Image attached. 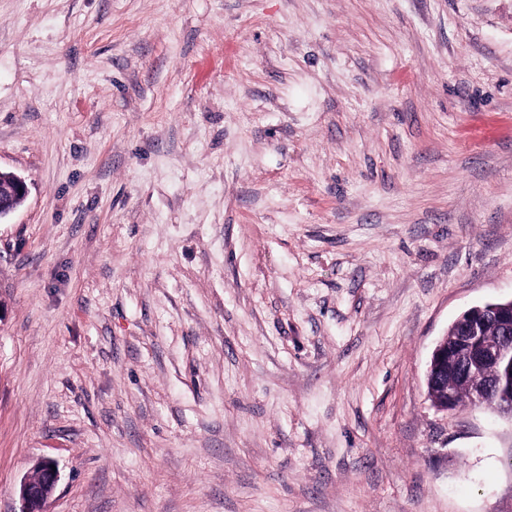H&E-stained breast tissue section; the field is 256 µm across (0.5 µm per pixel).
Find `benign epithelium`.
Listing matches in <instances>:
<instances>
[{"label": "benign epithelium", "instance_id": "1", "mask_svg": "<svg viewBox=\"0 0 512 512\" xmlns=\"http://www.w3.org/2000/svg\"><path fill=\"white\" fill-rule=\"evenodd\" d=\"M29 190L26 182L13 175L8 184L0 183V218L13 213L18 203L26 200ZM512 332V300L494 306H475L472 313L459 322L461 351L458 361L466 373H477L487 362L508 359L512 362V345L508 342ZM501 389V380L488 378L471 388V399L475 404ZM52 462L42 461L35 465L30 476L18 488L21 502L19 512H46L44 506L58 482V471L51 468Z\"/></svg>", "mask_w": 512, "mask_h": 512}]
</instances>
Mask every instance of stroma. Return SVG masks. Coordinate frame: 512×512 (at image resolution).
Masks as SVG:
<instances>
[{
    "label": "stroma",
    "mask_w": 512,
    "mask_h": 512,
    "mask_svg": "<svg viewBox=\"0 0 512 512\" xmlns=\"http://www.w3.org/2000/svg\"><path fill=\"white\" fill-rule=\"evenodd\" d=\"M0 169V512H512V0H0ZM8 178V184H1L0 180V218L13 213L18 208V203L26 200L29 190L26 182L12 175ZM472 313L459 322V341L461 351L458 361L466 373H478L487 362H499L505 358L511 362L512 345L508 342L512 332V300L494 306H474ZM491 323L499 326L503 333L502 340H493L483 335L482 328ZM448 364V374L444 373V377L447 378L448 375V385L452 382L457 383L458 385L462 384V379L460 375V370L455 363L451 360H448V349L447 348H439L438 345L434 349L429 368L427 373V379L430 378V374L432 370H437L439 367ZM50 461L35 465L30 476L18 488L21 508L18 512H47L44 506L58 482V470H52ZM55 466V465H54Z\"/></svg>",
    "instance_id": "stroma-1"
}]
</instances>
